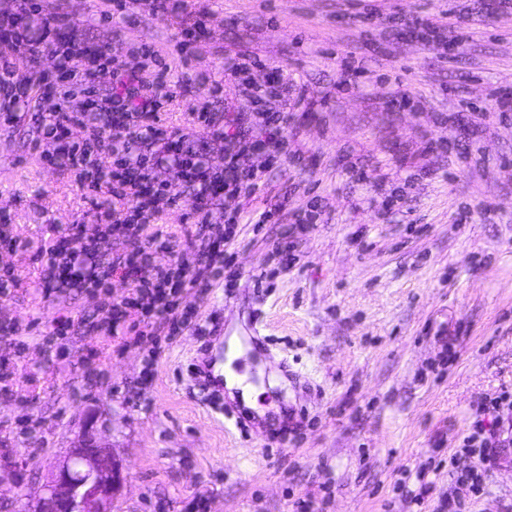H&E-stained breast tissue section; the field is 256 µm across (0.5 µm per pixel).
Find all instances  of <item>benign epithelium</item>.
Wrapping results in <instances>:
<instances>
[{
  "label": "benign epithelium",
  "mask_w": 512,
  "mask_h": 512,
  "mask_svg": "<svg viewBox=\"0 0 512 512\" xmlns=\"http://www.w3.org/2000/svg\"><path fill=\"white\" fill-rule=\"evenodd\" d=\"M124 487L122 464L112 446L90 431L72 441L42 495L25 512H112Z\"/></svg>",
  "instance_id": "1"
}]
</instances>
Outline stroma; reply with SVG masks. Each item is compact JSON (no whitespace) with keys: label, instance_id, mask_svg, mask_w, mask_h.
<instances>
[{"label":"stroma","instance_id":"1","mask_svg":"<svg viewBox=\"0 0 512 512\" xmlns=\"http://www.w3.org/2000/svg\"><path fill=\"white\" fill-rule=\"evenodd\" d=\"M43 5L76 12L77 39L123 60L148 44L170 79L203 72L222 83L218 96L204 86L163 102L175 125L193 110L239 111L243 82L281 68L288 159L235 203L232 287L180 299L213 335L265 342L266 413L240 424L196 384L204 340L194 331L164 344L154 365L131 331L46 340L59 308L86 305L75 292L44 297L35 254L46 227L94 231L110 198L80 188L77 171L43 165L28 126L0 132V214L20 242L0 251V269L22 280L0 316L31 327L12 392L0 394V466L20 475L0 489V512H23L39 495L91 412L125 468L112 512H297L306 499L316 512H433L437 494L455 488L448 461L474 401L512 389V112L495 105L496 93H512V0H193L187 16L134 5L106 22L105 0ZM416 17L448 22L447 50L422 40ZM197 20L207 34L181 59L175 36ZM240 51L262 62L242 82L224 74ZM393 91L404 104L389 105ZM158 208L175 244L156 263L194 266L187 207ZM266 209L272 220L258 223ZM471 464L487 479L470 512H504L512 447ZM421 471L436 495L419 507Z\"/></svg>","mask_w":512,"mask_h":512}]
</instances>
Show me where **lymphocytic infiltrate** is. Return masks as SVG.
Wrapping results in <instances>:
<instances>
[{
  "mask_svg": "<svg viewBox=\"0 0 512 512\" xmlns=\"http://www.w3.org/2000/svg\"><path fill=\"white\" fill-rule=\"evenodd\" d=\"M41 17L38 39L28 37L34 17ZM73 14H44L41 0H20L0 8V122L12 126L25 118L35 129L30 141L42 164L76 169L82 180L106 189L117 207V223L96 225L86 234L83 225L70 224L54 230L41 248V290L44 296H62L75 290L90 305L89 311L72 314L59 311L46 330L50 340L65 342L72 336L114 335L132 319L144 326L150 342L149 355L158 358L161 338H173L193 326V315L181 310L179 300L191 288L206 289L223 275L229 264L226 245L233 236L236 214L223 223L212 220L214 209L256 194L265 182L261 168L240 164L244 153L263 151L271 159L288 153L284 131L287 109H266L267 97H288V83L279 68H270L264 86L250 90L251 109L233 118V130H225L216 113H192L187 127L165 125L158 112L161 100L187 95L191 88L209 83L205 73L183 74L171 80L166 71L144 78L146 63L156 55L154 47L142 49L137 66L113 56L109 47L77 40ZM26 45L28 68L17 72L9 61L18 45ZM56 55L55 70L42 69L45 55ZM112 76V93L100 96L97 86L103 74ZM83 97L79 108H71L73 93ZM56 99L53 111L41 108L43 100ZM24 105L25 114L15 111ZM104 117L100 125L89 123L92 114ZM86 129L83 140L73 138L75 129ZM225 142L224 168L205 163L194 144L209 140ZM169 166L176 182L161 181L157 169ZM184 202L195 219V237L200 242L195 267L154 264L153 254L172 248V239L156 227L160 199ZM121 278L130 291L121 300L110 298L113 278ZM512 445V390H500L478 401L475 419L462 440V458L453 464L456 484L474 496H482L485 471L470 465V457L491 459L495 449Z\"/></svg>",
  "mask_w": 512,
  "mask_h": 512,
  "instance_id": "f902f5d3",
  "label": "lymphocytic infiltrate"
}]
</instances>
